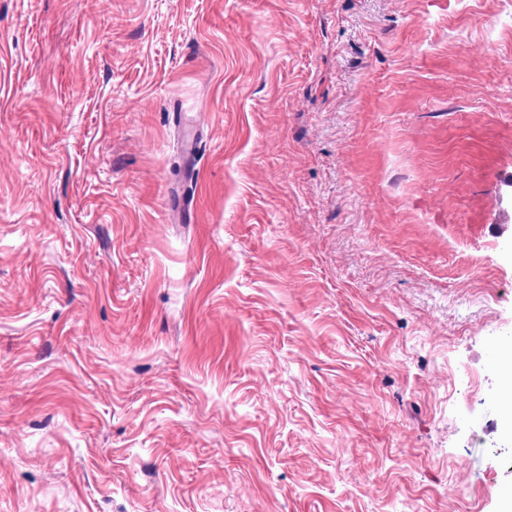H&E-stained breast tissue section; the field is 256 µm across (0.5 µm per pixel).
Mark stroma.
Segmentation results:
<instances>
[{"instance_id": "1", "label": "stroma", "mask_w": 512, "mask_h": 512, "mask_svg": "<svg viewBox=\"0 0 512 512\" xmlns=\"http://www.w3.org/2000/svg\"><path fill=\"white\" fill-rule=\"evenodd\" d=\"M506 172L512 0H0V512H512Z\"/></svg>"}]
</instances>
